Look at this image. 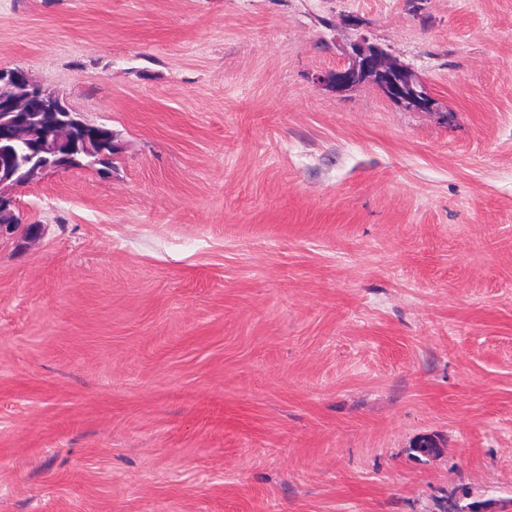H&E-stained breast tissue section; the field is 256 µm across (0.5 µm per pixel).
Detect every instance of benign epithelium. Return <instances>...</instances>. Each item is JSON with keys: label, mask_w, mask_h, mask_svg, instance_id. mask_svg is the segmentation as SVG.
I'll return each instance as SVG.
<instances>
[{"label": "benign epithelium", "mask_w": 512, "mask_h": 512, "mask_svg": "<svg viewBox=\"0 0 512 512\" xmlns=\"http://www.w3.org/2000/svg\"><path fill=\"white\" fill-rule=\"evenodd\" d=\"M362 77L377 80L379 87L404 106L428 107L433 99L427 85L407 66L389 58L387 51L375 44L360 41L353 45L348 62L320 73L317 83L337 93L350 89ZM53 107L62 111L69 107L57 96L35 85L22 68H0V131L8 144L0 147V208L14 216L18 203L9 191L22 187V180L49 171L47 166L34 167L19 155L13 144L28 138L27 126L20 116L37 109Z\"/></svg>", "instance_id": "7a95c632"}]
</instances>
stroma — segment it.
Returning a JSON list of instances; mask_svg holds the SVG:
<instances>
[{"label":"stroma","mask_w":512,"mask_h":512,"mask_svg":"<svg viewBox=\"0 0 512 512\" xmlns=\"http://www.w3.org/2000/svg\"><path fill=\"white\" fill-rule=\"evenodd\" d=\"M14 67L122 149L13 192L0 512H512V0H0ZM362 77L377 80V85L400 105L425 108L433 102L427 85L410 68L391 60L384 48L365 40L353 45L345 65L320 73L316 80L340 94Z\"/></svg>","instance_id":"obj_1"}]
</instances>
